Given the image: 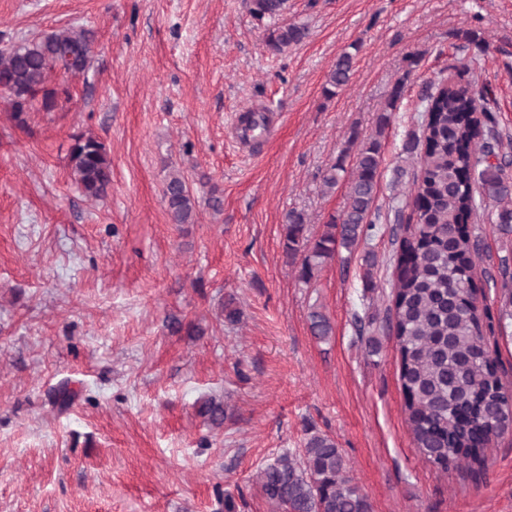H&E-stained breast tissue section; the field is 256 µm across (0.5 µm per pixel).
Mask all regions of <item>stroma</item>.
<instances>
[{
    "mask_svg": "<svg viewBox=\"0 0 512 512\" xmlns=\"http://www.w3.org/2000/svg\"><path fill=\"white\" fill-rule=\"evenodd\" d=\"M281 21L306 35L275 54L244 0H0V46L93 35L85 74L51 72L53 111L18 127L0 93V512H225L228 497L234 512H275L257 474L301 458L314 434L335 440L370 512H512V430L492 439L480 480L439 472L413 442L394 340L371 354L359 332L390 305L405 227L388 213L416 169L404 144L454 66L489 87L512 177V0H288ZM345 52L354 75L325 95ZM77 133L112 160L105 200L71 178ZM374 135V227L303 283L285 216L303 212L315 235L340 216L349 141ZM177 171L199 201L192 224L168 216ZM473 234L484 333L512 395V339L497 323L512 235L483 212ZM229 299L235 323L220 315ZM315 311L330 336L313 335ZM210 398L223 425L199 413Z\"/></svg>",
    "mask_w": 512,
    "mask_h": 512,
    "instance_id": "obj_1",
    "label": "stroma"
}]
</instances>
